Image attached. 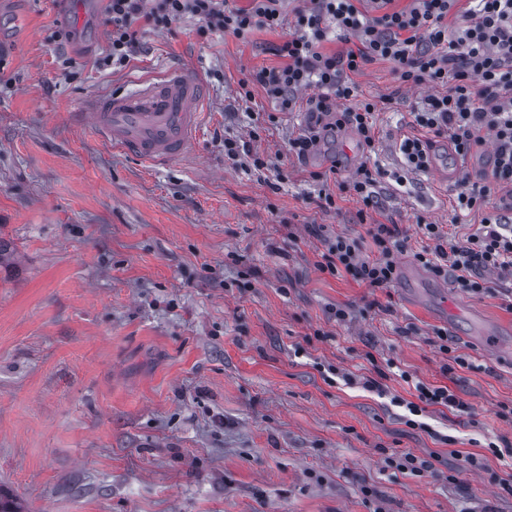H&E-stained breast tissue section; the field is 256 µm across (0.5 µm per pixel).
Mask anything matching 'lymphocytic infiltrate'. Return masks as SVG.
I'll return each mask as SVG.
<instances>
[{"label":"lymphocytic infiltrate","mask_w":512,"mask_h":512,"mask_svg":"<svg viewBox=\"0 0 512 512\" xmlns=\"http://www.w3.org/2000/svg\"><path fill=\"white\" fill-rule=\"evenodd\" d=\"M393 2L308 0L289 22L284 0H250L245 7L229 6L227 0H105L109 45L99 63L124 66L140 46L142 27L167 29L185 18L196 20L200 33L239 39L257 28L285 29L278 47L284 65L260 69L240 81L239 98L250 100V86L256 83L281 111L304 106L306 129L289 142L290 153L301 162L346 129L356 133L361 146L374 147L376 106L359 100L351 79L364 64L381 59L390 63L399 85L435 86V93L423 98L416 123L434 137L449 138L464 157L493 148L490 176L458 182L456 210L481 209L495 194L500 201L455 242L442 225H421L426 243L416 257L436 276L456 273L458 281L481 295L492 288L488 273L512 271V225L506 220L512 211V0H470L469 23L453 35L448 15L456 0H409L401 9ZM334 33L344 49L324 51ZM303 90L309 97L302 104L298 94ZM310 230L324 241L316 263L321 272L351 274L368 288L393 281L398 225L370 226L377 248L373 258L363 254L357 239L325 235L320 224Z\"/></svg>","instance_id":"obj_1"}]
</instances>
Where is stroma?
Returning <instances> with one entry per match:
<instances>
[{
    "instance_id": "35a3bbf8",
    "label": "stroma",
    "mask_w": 512,
    "mask_h": 512,
    "mask_svg": "<svg viewBox=\"0 0 512 512\" xmlns=\"http://www.w3.org/2000/svg\"><path fill=\"white\" fill-rule=\"evenodd\" d=\"M56 28L73 40L48 43ZM107 30L100 10L80 27L62 0H0V237L13 252L0 266V486L25 512H512V459L496 455L512 448V275L492 273L498 289L482 296L452 276L445 293L411 294L399 276L372 289L314 265L313 224L370 255V225H399L402 268L419 224L459 239L480 223V210L456 223L455 187L435 175L457 164L449 140L435 171L394 179L401 139L429 136L414 112L430 86L364 65L352 79L377 106L374 153L347 129L301 165L288 141L303 112L257 85L252 102L236 97L250 73L283 65L282 32L208 38L185 19L145 30L113 70L96 65ZM168 68L209 91L184 155L148 164L74 120L91 98ZM258 112L275 120L254 140ZM228 138L272 168L233 165ZM367 158L380 169L368 210L340 187ZM335 162L324 211L310 174ZM370 354L399 368L382 396L359 381ZM416 380L448 386L469 413L432 407L406 425ZM404 452L427 471L386 466ZM469 453L484 469L465 470Z\"/></svg>"
}]
</instances>
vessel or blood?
I'll return each mask as SVG.
<instances>
[{
  "label": "vessel or blood",
  "mask_w": 512,
  "mask_h": 512,
  "mask_svg": "<svg viewBox=\"0 0 512 512\" xmlns=\"http://www.w3.org/2000/svg\"><path fill=\"white\" fill-rule=\"evenodd\" d=\"M206 100L198 78L170 69L159 80L90 100L74 118L123 152L163 164L195 143Z\"/></svg>",
  "instance_id": "1"
}]
</instances>
